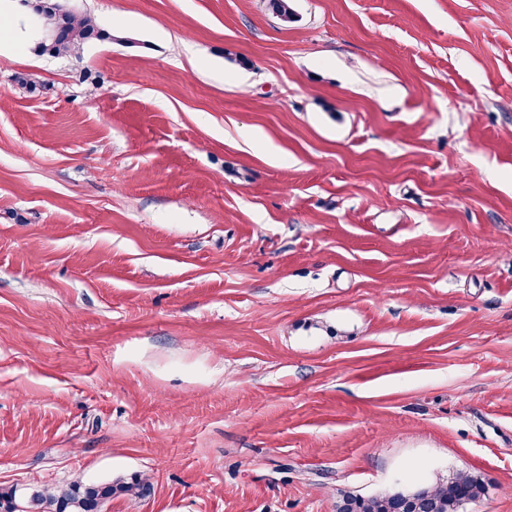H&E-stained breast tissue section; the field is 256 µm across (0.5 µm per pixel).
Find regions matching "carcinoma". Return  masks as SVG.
<instances>
[{
    "label": "carcinoma",
    "instance_id": "obj_1",
    "mask_svg": "<svg viewBox=\"0 0 512 512\" xmlns=\"http://www.w3.org/2000/svg\"><path fill=\"white\" fill-rule=\"evenodd\" d=\"M49 7L37 18L29 19L23 32L42 29L56 31L55 38H48L41 48L54 55L76 54L92 39L106 37L95 21L87 14L67 6V0H44ZM269 9L281 21L293 19L290 0H268ZM147 486L136 478L130 482L85 484L73 482L59 489L33 491L28 502L39 512H102L104 504L116 494L142 495ZM487 485L474 473L459 472L448 480L434 485L413 489L396 487L386 493L362 497L347 496L337 505L336 512H459L463 505L484 496Z\"/></svg>",
    "mask_w": 512,
    "mask_h": 512
}]
</instances>
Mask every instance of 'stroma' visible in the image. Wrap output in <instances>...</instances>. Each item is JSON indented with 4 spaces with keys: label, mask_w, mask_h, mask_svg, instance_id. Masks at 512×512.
Instances as JSON below:
<instances>
[{
    "label": "stroma",
    "mask_w": 512,
    "mask_h": 512,
    "mask_svg": "<svg viewBox=\"0 0 512 512\" xmlns=\"http://www.w3.org/2000/svg\"><path fill=\"white\" fill-rule=\"evenodd\" d=\"M71 0L0 50V490L512 512V0ZM29 74L36 91L17 82ZM51 5L43 10V15L36 14L28 4L37 19L32 17L26 24H22L23 32L39 33L41 29H55V39H45L41 43L43 51L54 55L76 54L92 39L106 37L104 30L100 29L95 21L87 14L81 13L67 6V0H36ZM486 492L487 485L480 475L459 472L434 485L396 487L369 497L346 496L336 506V512H460L463 505Z\"/></svg>",
    "instance_id": "35a3bbf8"
}]
</instances>
